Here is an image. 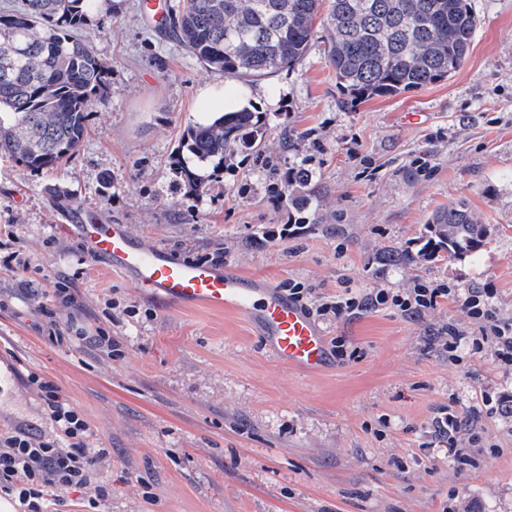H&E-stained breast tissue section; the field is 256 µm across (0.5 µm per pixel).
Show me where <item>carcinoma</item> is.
<instances>
[{
    "instance_id": "obj_1",
    "label": "carcinoma",
    "mask_w": 512,
    "mask_h": 512,
    "mask_svg": "<svg viewBox=\"0 0 512 512\" xmlns=\"http://www.w3.org/2000/svg\"><path fill=\"white\" fill-rule=\"evenodd\" d=\"M97 0H13L0 6V156L49 170L78 150L88 112L105 101L109 65L81 35ZM323 0H180L169 16L179 43L207 70L227 79L262 78L292 69L308 54ZM327 60L336 85L370 99L450 77L463 65L478 27L468 0H331ZM260 116L228 111L187 132L184 147L215 167L253 149L265 137ZM189 187L210 176L179 159ZM311 176L299 166L285 179L288 207L308 204ZM416 252L388 253L403 265L440 252H478L489 228L464 204L436 211Z\"/></svg>"
}]
</instances>
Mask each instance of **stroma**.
<instances>
[{
  "label": "stroma",
  "instance_id": "1",
  "mask_svg": "<svg viewBox=\"0 0 512 512\" xmlns=\"http://www.w3.org/2000/svg\"><path fill=\"white\" fill-rule=\"evenodd\" d=\"M470 2L479 24L455 74L365 101L337 88L330 32L316 21L301 64L248 83L264 139L196 193L178 150L200 120V89L223 75L148 26L143 0H97L83 33L111 72L81 146L54 170L0 158V242L31 261L26 275L0 272V358L15 369L0 386V431L50 434L26 379L53 381L108 451L101 512H512V366L488 349L453 362L432 342L449 324L472 330L458 303L418 319L384 309L323 321L350 355L305 376L276 365L239 316L161 308L61 228L67 204L80 203L174 257L220 252L275 286L303 283L314 300L345 282L360 293L420 280L488 286L511 322L512 0ZM410 112L420 122H406ZM305 158L302 223L275 194ZM452 201L489 225L478 253L383 262L390 249H419L430 216ZM297 222L299 235L273 237ZM62 280L75 305L58 297ZM72 319L104 329L116 353L53 342L52 323ZM446 407L470 422L451 439L433 427Z\"/></svg>",
  "mask_w": 512,
  "mask_h": 512
}]
</instances>
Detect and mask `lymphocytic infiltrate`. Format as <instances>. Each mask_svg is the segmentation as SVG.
<instances>
[{"mask_svg": "<svg viewBox=\"0 0 512 512\" xmlns=\"http://www.w3.org/2000/svg\"><path fill=\"white\" fill-rule=\"evenodd\" d=\"M285 291L306 305L315 317L341 318L360 311L397 308L412 319L437 306L439 300L458 302L477 329L468 332L455 325L440 331L450 359H458L462 345L473 351L491 348L500 362L512 365V322L500 318L494 303V291L475 288L460 291L453 285L419 283L404 293L377 288L360 294L346 286L335 296L313 301L301 284L289 281ZM28 384L48 411L53 434L34 437L24 429L0 432V495L17 500L23 512H59L65 494L79 493L91 512H96L108 496V482L99 469L107 452L91 447L94 431L82 413L60 399L57 386L37 374Z\"/></svg>", "mask_w": 512, "mask_h": 512, "instance_id": "f902f5d3", "label": "lymphocytic infiltrate"}]
</instances>
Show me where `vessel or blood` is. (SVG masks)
Segmentation results:
<instances>
[{
	"label": "vessel or blood",
	"mask_w": 512,
	"mask_h": 512,
	"mask_svg": "<svg viewBox=\"0 0 512 512\" xmlns=\"http://www.w3.org/2000/svg\"><path fill=\"white\" fill-rule=\"evenodd\" d=\"M66 221L87 254L122 274L138 293L166 307L206 308L244 318L266 353L289 371L316 375L329 368L332 355L324 330L267 279L230 264L174 259L160 243L133 235L128 225L105 223L91 207L70 206Z\"/></svg>",
	"instance_id": "obj_1"
}]
</instances>
